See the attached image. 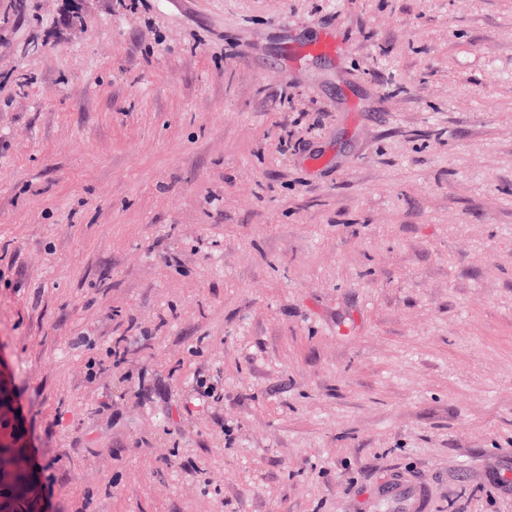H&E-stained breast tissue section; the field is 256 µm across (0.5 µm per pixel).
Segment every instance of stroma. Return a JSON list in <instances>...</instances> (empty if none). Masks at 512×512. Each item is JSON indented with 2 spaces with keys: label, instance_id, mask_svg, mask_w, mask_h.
I'll return each instance as SVG.
<instances>
[{
  "label": "stroma",
  "instance_id": "1",
  "mask_svg": "<svg viewBox=\"0 0 512 512\" xmlns=\"http://www.w3.org/2000/svg\"><path fill=\"white\" fill-rule=\"evenodd\" d=\"M70 8L0 0L31 512H512V0ZM349 41L344 32L332 25L321 27L320 34L314 40L298 45H290L286 58L299 64L314 58H334L345 54ZM382 501L392 512H427L426 498L421 489L400 477L388 482Z\"/></svg>",
  "mask_w": 512,
  "mask_h": 512
}]
</instances>
